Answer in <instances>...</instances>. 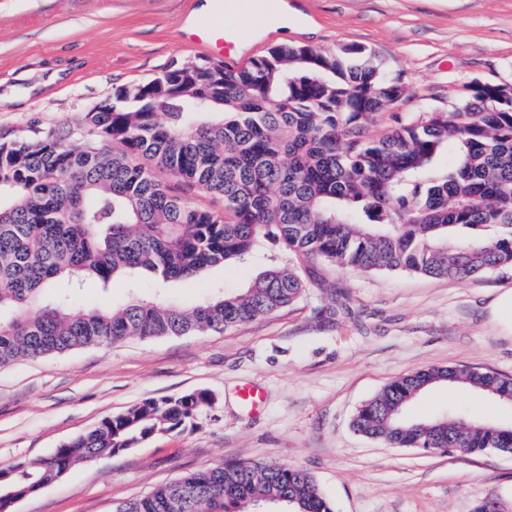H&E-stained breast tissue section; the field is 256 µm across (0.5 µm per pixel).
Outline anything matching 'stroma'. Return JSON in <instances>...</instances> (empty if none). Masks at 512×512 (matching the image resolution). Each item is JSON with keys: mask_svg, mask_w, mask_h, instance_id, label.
Listing matches in <instances>:
<instances>
[{"mask_svg": "<svg viewBox=\"0 0 512 512\" xmlns=\"http://www.w3.org/2000/svg\"><path fill=\"white\" fill-rule=\"evenodd\" d=\"M207 0H0V133L77 130L116 88L173 60L200 57L181 30ZM360 45L410 87L377 114L379 136L424 106L447 108L480 80L512 84V0H288L272 44ZM257 263L214 267L189 282L90 283L83 305L131 296L189 306L243 288ZM296 304L222 333L130 339L0 368V469L53 454L106 417L163 396L204 391L193 427L72 468L13 512H114L124 501L227 461L273 462L315 478L335 512H475L496 497L512 512V456L392 448L356 434L357 408L385 385L431 367L512 376V327L492 313L512 268L458 282L402 271L324 265ZM254 388L257 407L238 392ZM412 419L456 414L511 425L512 407L440 384L405 408Z\"/></svg>", "mask_w": 512, "mask_h": 512, "instance_id": "1", "label": "stroma"}]
</instances>
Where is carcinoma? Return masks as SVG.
Masks as SVG:
<instances>
[{
	"instance_id": "1",
	"label": "carcinoma",
	"mask_w": 512,
	"mask_h": 512,
	"mask_svg": "<svg viewBox=\"0 0 512 512\" xmlns=\"http://www.w3.org/2000/svg\"><path fill=\"white\" fill-rule=\"evenodd\" d=\"M401 100L375 55L280 45L237 71L204 59L173 61L145 83L116 89L112 110L87 112L80 137L0 139V366L129 339L223 332L296 303L314 269L404 271L465 281L512 267V92L471 83L454 106L379 138L376 113ZM453 149L444 169L441 153ZM197 189L224 201L196 205ZM462 241L448 250V237ZM289 255L249 285L190 308L138 297L82 306L76 290L151 273L167 283L246 262L264 249ZM56 290L54 303L42 300ZM462 383L501 401L512 377L471 367L413 372L357 411L358 434L393 448L464 454L512 449V429L405 406L436 384ZM203 393L148 398L18 463L0 481L12 499L81 462L193 425ZM333 512L314 477L284 464L225 463L124 501L116 512Z\"/></svg>"
}]
</instances>
